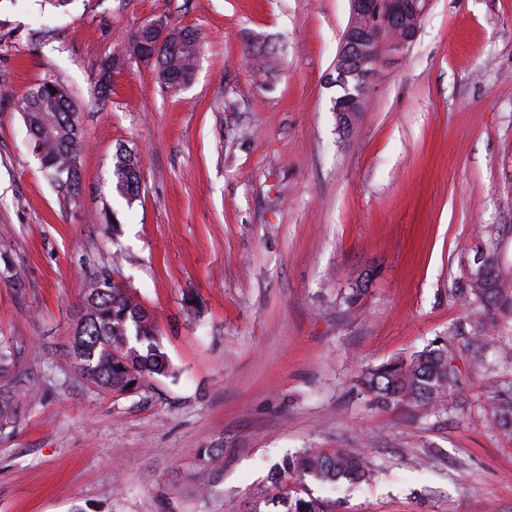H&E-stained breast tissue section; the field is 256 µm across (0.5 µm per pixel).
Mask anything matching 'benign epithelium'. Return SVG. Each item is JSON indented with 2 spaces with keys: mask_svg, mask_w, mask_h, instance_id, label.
I'll list each match as a JSON object with an SVG mask.
<instances>
[{
  "mask_svg": "<svg viewBox=\"0 0 512 512\" xmlns=\"http://www.w3.org/2000/svg\"><path fill=\"white\" fill-rule=\"evenodd\" d=\"M351 18L343 33L329 84L339 88L332 99L336 116L357 119L367 101L379 61L386 51L403 52L415 40L429 0H350ZM156 47L171 43L174 26L159 16L145 21Z\"/></svg>",
  "mask_w": 512,
  "mask_h": 512,
  "instance_id": "7a95c632",
  "label": "benign epithelium"
}]
</instances>
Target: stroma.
Here are the masks:
<instances>
[{"mask_svg":"<svg viewBox=\"0 0 512 512\" xmlns=\"http://www.w3.org/2000/svg\"><path fill=\"white\" fill-rule=\"evenodd\" d=\"M160 15L199 37L190 84L133 62L100 95L101 62ZM350 15V0H0V512H248L270 465L307 448L371 464L337 490L288 480L332 512H512L500 346L480 375L458 345L437 415L374 409L357 382L470 316L449 291L478 229L512 269V0H430L344 134L327 80ZM250 49L275 56L268 82ZM47 79L78 106L73 203L20 112ZM120 147L140 162L131 203L112 185ZM98 271L152 315L173 376L115 394L75 368Z\"/></svg>","mask_w":512,"mask_h":512,"instance_id":"obj_1","label":"stroma"}]
</instances>
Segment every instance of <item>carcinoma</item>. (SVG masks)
<instances>
[{"instance_id":"obj_1","label":"carcinoma","mask_w":512,"mask_h":512,"mask_svg":"<svg viewBox=\"0 0 512 512\" xmlns=\"http://www.w3.org/2000/svg\"><path fill=\"white\" fill-rule=\"evenodd\" d=\"M199 53L196 36L180 31L177 45L163 50L160 63L154 65L159 82L171 87L179 79L191 76ZM114 65L113 59L101 64L98 89L102 95L107 92ZM22 112L33 151L57 192L65 200L77 198L82 137L69 89L55 80L44 81L25 99ZM112 183L129 202L139 195L136 157L121 147L112 157ZM476 250L484 253V260L457 284L454 295L483 311L449 331L448 336L434 339L408 360L393 358L366 369L360 384L377 407L387 408L404 401L437 413L445 411L448 395L458 386L452 364L453 341L488 345L501 340L495 335V325L497 315L512 316V283L488 253L487 242L477 244ZM370 277L369 273L358 276L345 296L347 303L359 301ZM109 279L106 271L90 277L70 353L80 374L88 375L108 392L124 393L141 387L148 377L168 375L170 363L162 351L153 318L121 285H104ZM494 418L504 433H512V397L495 400ZM369 475L368 463L359 454L306 449L275 463L267 481L280 490L290 477L309 476L322 484H334L343 478L364 481ZM278 502L284 512H327L323 503L290 496L286 491L278 496Z\"/></svg>"}]
</instances>
